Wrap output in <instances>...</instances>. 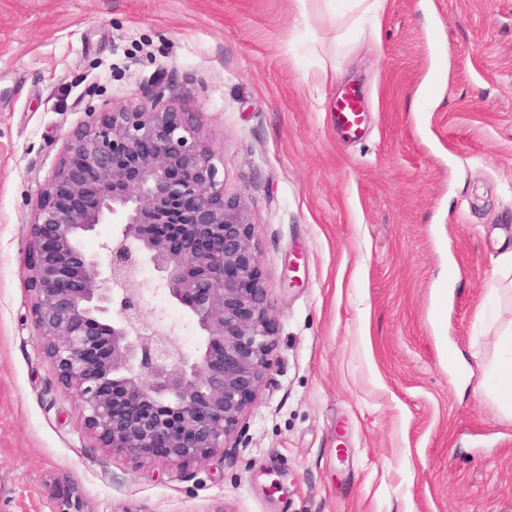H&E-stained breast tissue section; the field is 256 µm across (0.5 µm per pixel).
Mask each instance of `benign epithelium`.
I'll list each match as a JSON object with an SVG mask.
<instances>
[{
    "instance_id": "benign-epithelium-1",
    "label": "benign epithelium",
    "mask_w": 512,
    "mask_h": 512,
    "mask_svg": "<svg viewBox=\"0 0 512 512\" xmlns=\"http://www.w3.org/2000/svg\"><path fill=\"white\" fill-rule=\"evenodd\" d=\"M101 224L120 229L90 253ZM253 236L177 104L130 102L70 132L39 193L23 274L41 350L100 447L181 469L227 446L271 367ZM146 264L192 319L195 351L149 316Z\"/></svg>"
}]
</instances>
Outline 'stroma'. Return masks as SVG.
Instances as JSON below:
<instances>
[{
  "instance_id": "obj_1",
  "label": "stroma",
  "mask_w": 512,
  "mask_h": 512,
  "mask_svg": "<svg viewBox=\"0 0 512 512\" xmlns=\"http://www.w3.org/2000/svg\"><path fill=\"white\" fill-rule=\"evenodd\" d=\"M350 89L358 137L334 122ZM132 99L181 103L213 149L271 306L254 403L178 471L86 434L22 273L66 135ZM510 266L512 0H387L376 23L355 0H0V512H512V419L458 389L512 321Z\"/></svg>"
}]
</instances>
